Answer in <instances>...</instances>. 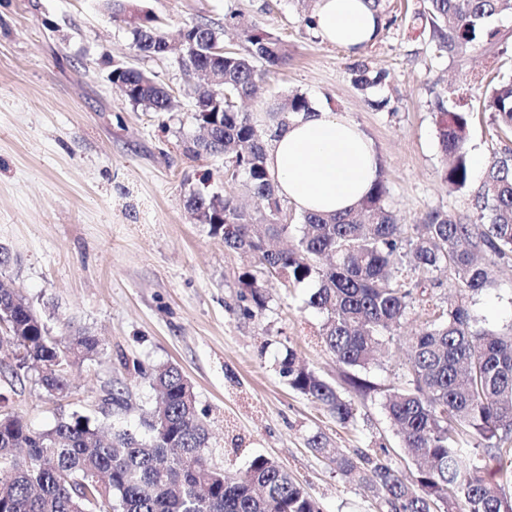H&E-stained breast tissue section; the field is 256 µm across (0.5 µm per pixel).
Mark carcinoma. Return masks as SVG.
Wrapping results in <instances>:
<instances>
[{
  "label": "carcinoma",
  "mask_w": 512,
  "mask_h": 512,
  "mask_svg": "<svg viewBox=\"0 0 512 512\" xmlns=\"http://www.w3.org/2000/svg\"><path fill=\"white\" fill-rule=\"evenodd\" d=\"M106 2L114 19H134L127 27L139 52L182 56V70L197 78L193 119L205 130L186 151L224 156V177H245L259 203L249 211L231 196L200 191L186 201L195 220L221 236L225 247L256 258L257 272L241 278L246 314L266 307L260 275L289 289L315 281L307 306L324 315L320 339L339 365L352 370L350 387L366 395L376 387L356 372L377 361L383 337L414 304L424 311L421 329L408 341L406 372L382 390V408L400 447L417 463L413 478L393 469L384 450L333 457L320 432L307 445L330 458L338 473L376 493L387 512H512V497L483 476L488 459L512 469V331L479 326L468 307V298L496 286L493 268L512 258V150L495 158L477 193L478 206L490 212L488 223L461 224L431 211L417 224H398L386 207L381 179L346 213H304L298 224L282 223L281 197L266 168L272 130L240 111L238 100L288 60V47L232 14L242 46L216 59L210 42L219 31L212 25L197 22L171 35L156 17L133 11L130 0ZM508 9L512 0H427L421 17L438 50L454 57L478 42L495 44L499 31L490 22ZM112 84L137 107L169 111L168 89L141 70L117 65ZM487 87L482 111L493 114L500 133L512 134V76H489ZM437 108L439 145L452 158L443 177L459 190L470 181V110L450 111L442 100ZM309 109L303 95L288 96L278 125ZM442 270L461 297L450 307L414 295L418 288L441 286ZM0 322L11 345L22 351L11 377L34 367L36 382L58 399L72 393L70 368L102 351L94 335H50L2 275ZM122 365L160 395V405L143 420L147 433L122 430L105 439L101 424L76 410L43 431L31 430L19 417L0 416V512H321L299 482L265 455L253 456L238 472L210 462L209 425L177 366ZM280 374L339 422L356 418V406L340 386L296 363L290 349Z\"/></svg>",
  "instance_id": "obj_1"
}]
</instances>
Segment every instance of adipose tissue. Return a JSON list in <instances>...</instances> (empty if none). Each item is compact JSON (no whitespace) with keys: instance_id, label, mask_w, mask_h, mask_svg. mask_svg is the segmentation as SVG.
<instances>
[{"instance_id":"ef3b65f1","label":"adipose tissue","mask_w":512,"mask_h":512,"mask_svg":"<svg viewBox=\"0 0 512 512\" xmlns=\"http://www.w3.org/2000/svg\"><path fill=\"white\" fill-rule=\"evenodd\" d=\"M312 30L322 42L359 57L383 26L373 0H316ZM267 168L282 198L302 213L354 208L380 177L366 133L340 112L314 107L291 118L271 141Z\"/></svg>"}]
</instances>
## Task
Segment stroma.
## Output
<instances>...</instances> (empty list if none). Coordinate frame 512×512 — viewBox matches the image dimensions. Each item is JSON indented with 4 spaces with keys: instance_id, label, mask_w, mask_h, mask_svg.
<instances>
[{
    "instance_id": "stroma-1",
    "label": "stroma",
    "mask_w": 512,
    "mask_h": 512,
    "mask_svg": "<svg viewBox=\"0 0 512 512\" xmlns=\"http://www.w3.org/2000/svg\"><path fill=\"white\" fill-rule=\"evenodd\" d=\"M170 30L209 22L223 29L226 47L240 38L225 26L230 13L258 22L287 44V64L275 69L244 108L263 118L270 103L304 95L309 104L343 112L360 124L381 157L385 204L397 223H418L428 212L477 221L482 171L462 190L443 179L448 164L437 139L436 102L457 90L474 110L468 148L492 161L512 149L482 109L488 70L512 75V11L492 25L500 41L467 54H440L419 20L425 0H381L384 26L356 59L323 43L306 25L310 0H139ZM152 74L173 93L167 112L131 105L110 80L114 65ZM384 71L382 85L361 89V66ZM200 130L193 118L188 77L174 56L136 51L124 23L104 0H0V274L31 303L51 335L86 330L104 352L72 368V394L49 396L33 378L11 381L9 345L0 346V414L31 430L50 428L60 415L97 411L107 391L121 387L129 409L122 422L139 430L155 403L146 379L131 377L124 361L151 369L178 365L193 386L196 406L210 424L207 453L228 470L257 454L288 470L323 512H385L381 501L340 475L307 445L323 433L346 452L387 446L402 474L414 469L400 451L380 395L355 397L356 420L343 424L294 391L279 373L287 351L332 382L341 370L318 336L323 316L307 307L311 284L286 289L262 278L267 306L244 314L241 276L256 261L227 249L186 208L199 176L211 173V192L256 203L242 181L224 177V160L186 154ZM497 288L470 298L482 326L512 330V262L496 271ZM413 309L385 337L387 352L367 373L385 386L401 375L408 340L422 324Z\"/></svg>"
}]
</instances>
